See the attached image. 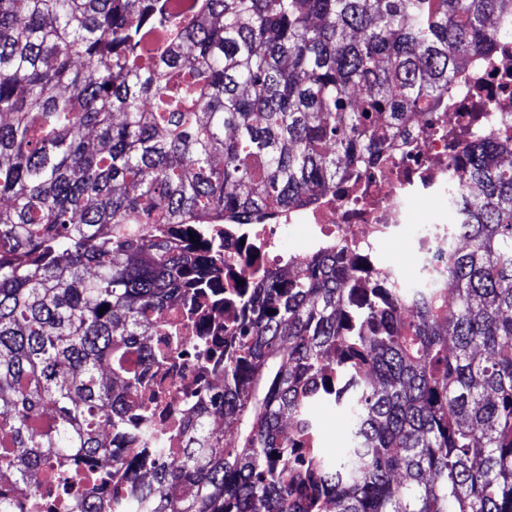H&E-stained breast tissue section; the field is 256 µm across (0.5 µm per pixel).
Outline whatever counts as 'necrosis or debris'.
Returning a JSON list of instances; mask_svg holds the SVG:
<instances>
[{
  "mask_svg": "<svg viewBox=\"0 0 512 512\" xmlns=\"http://www.w3.org/2000/svg\"><path fill=\"white\" fill-rule=\"evenodd\" d=\"M501 126L512 127V41L500 42L486 64L466 66L448 107L411 119L388 145L386 162L352 171L342 191L280 213L273 224L213 225V233L224 238L225 288H234L251 266L270 269L283 255L299 261L320 248L357 264L372 282L399 283L398 272L379 263L382 248L401 240L419 257L447 248V222L436 209L416 203L447 197L449 183L465 165L467 146ZM295 224L306 226L307 238L302 249L292 251L283 234ZM170 316L181 332L179 343L169 361L150 368L137 394L138 400H151L153 425L167 435L198 408L203 393L222 386L223 360L211 356L202 340L239 322L242 310L233 302L205 299L194 314L178 305Z\"/></svg>",
  "mask_w": 512,
  "mask_h": 512,
  "instance_id": "obj_1",
  "label": "necrosis or debris"
}]
</instances>
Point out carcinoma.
<instances>
[{"label": "carcinoma", "mask_w": 512, "mask_h": 512, "mask_svg": "<svg viewBox=\"0 0 512 512\" xmlns=\"http://www.w3.org/2000/svg\"><path fill=\"white\" fill-rule=\"evenodd\" d=\"M505 38L512 0H0V473L105 512L70 461L133 484L129 445L173 452L127 425L172 354L147 338L220 283L202 225L336 193ZM509 157L470 145L427 287L363 291L329 250L251 275L224 388L111 512H512ZM317 405L349 435L322 465L281 428Z\"/></svg>", "instance_id": "obj_1"}]
</instances>
